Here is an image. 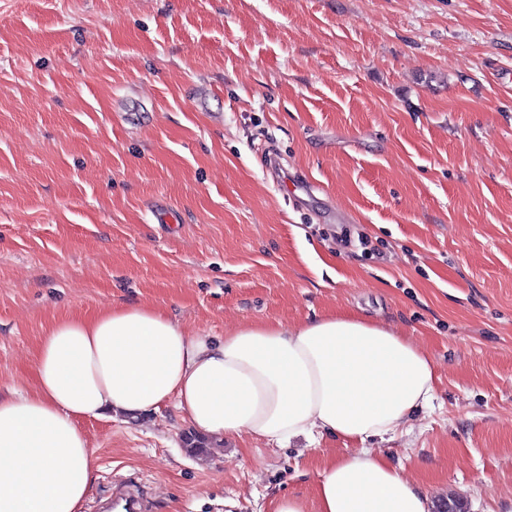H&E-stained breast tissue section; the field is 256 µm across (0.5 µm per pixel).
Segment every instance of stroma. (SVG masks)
I'll return each instance as SVG.
<instances>
[{
  "instance_id": "35a3bbf8",
  "label": "stroma",
  "mask_w": 512,
  "mask_h": 512,
  "mask_svg": "<svg viewBox=\"0 0 512 512\" xmlns=\"http://www.w3.org/2000/svg\"><path fill=\"white\" fill-rule=\"evenodd\" d=\"M117 302L192 332L365 310L430 409L368 441L437 499L512 512V0H0V392ZM96 512H274L345 444L190 454L175 401L83 421ZM148 501L144 495L136 489L132 480H112V511L124 512H150Z\"/></svg>"
}]
</instances>
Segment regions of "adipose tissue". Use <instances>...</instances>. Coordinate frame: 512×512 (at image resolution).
Segmentation results:
<instances>
[{"label": "adipose tissue", "mask_w": 512, "mask_h": 512, "mask_svg": "<svg viewBox=\"0 0 512 512\" xmlns=\"http://www.w3.org/2000/svg\"><path fill=\"white\" fill-rule=\"evenodd\" d=\"M34 375L30 391L0 393V512H83L95 469L81 421L134 420L171 400L217 442L283 447L327 433L361 444L325 461L312 500L284 496L276 512H430L429 494L364 444L431 407L437 366L367 314L244 322L217 337L117 303L47 327Z\"/></svg>", "instance_id": "adipose-tissue-1"}]
</instances>
